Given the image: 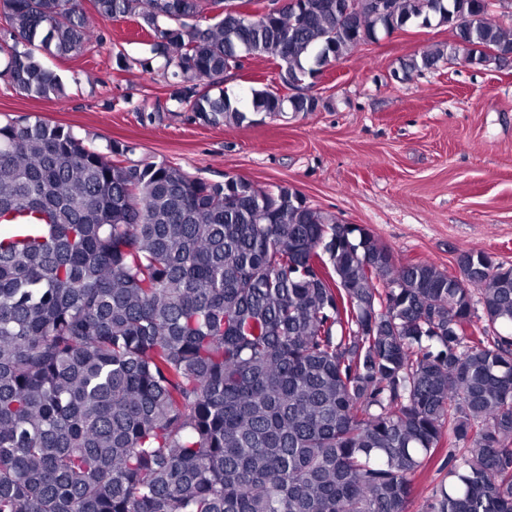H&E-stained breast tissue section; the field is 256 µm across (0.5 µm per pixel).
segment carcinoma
I'll use <instances>...</instances> for the list:
<instances>
[{
  "label": "carcinoma",
  "mask_w": 512,
  "mask_h": 512,
  "mask_svg": "<svg viewBox=\"0 0 512 512\" xmlns=\"http://www.w3.org/2000/svg\"><path fill=\"white\" fill-rule=\"evenodd\" d=\"M133 19L169 100L212 127L249 120L219 90L242 53L272 61L266 117L360 46L435 20L456 47L512 56L488 0H0L18 91L65 94L48 58ZM70 126L0 121V512H408L448 446L430 512H512V265H397L368 229L295 189L135 164Z\"/></svg>",
  "instance_id": "obj_1"
}]
</instances>
